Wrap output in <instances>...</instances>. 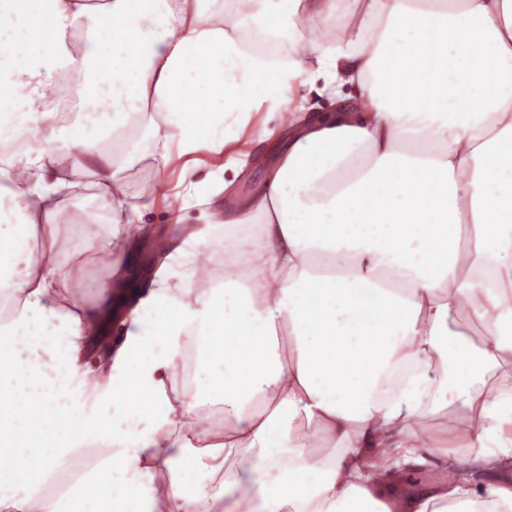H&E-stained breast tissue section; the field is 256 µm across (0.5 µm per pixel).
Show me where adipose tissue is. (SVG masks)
Instances as JSON below:
<instances>
[{"label": "adipose tissue", "instance_id": "ef3b65f1", "mask_svg": "<svg viewBox=\"0 0 512 512\" xmlns=\"http://www.w3.org/2000/svg\"><path fill=\"white\" fill-rule=\"evenodd\" d=\"M418 2L0 0V144L22 145L0 153V179L48 257L27 262L0 236V342L54 337L62 389L90 374L102 387L93 416L44 403V425L66 431L52 458L120 451L65 495L1 494L0 512H68L130 487L144 492L139 512L160 508L159 487L165 512H381L387 474L434 456L426 419L454 399L477 421L467 462L500 478L441 481L407 494L403 512H512V0ZM22 14L37 49L19 47ZM107 68L108 86L95 78ZM73 74L86 100L130 91L125 111L98 124L60 117ZM304 74L335 111L296 105ZM259 102L277 108L273 128L258 127ZM258 139L272 144L265 179L220 220L193 225L170 208L181 234L145 294L120 308L145 230L124 172L179 155L189 175L205 152L237 176ZM77 187L110 204L94 252L107 276L88 304L74 295L83 259H58L61 195ZM246 238L248 274L197 294L212 276L206 244L232 253ZM119 309V340L88 365ZM461 309L479 338L459 328ZM218 326L259 340L224 356L236 387L220 398V437L196 383L178 380L212 365ZM144 406L152 429L125 428ZM203 454L209 475L188 484Z\"/></svg>", "mask_w": 512, "mask_h": 512}]
</instances>
